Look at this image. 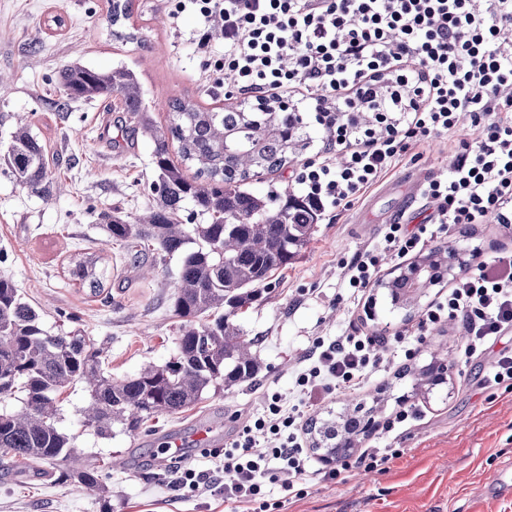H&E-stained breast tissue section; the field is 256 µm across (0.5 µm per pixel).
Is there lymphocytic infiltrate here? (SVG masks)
<instances>
[{
	"label": "lymphocytic infiltrate",
	"instance_id": "f902f5d3",
	"mask_svg": "<svg viewBox=\"0 0 512 512\" xmlns=\"http://www.w3.org/2000/svg\"><path fill=\"white\" fill-rule=\"evenodd\" d=\"M196 16L195 44L222 84L298 111L314 94V120L344 159L305 161L295 185L324 212L359 201L407 153L455 133L461 114L479 135L455 143L449 175L428 180V223L387 225L378 248L343 261L344 281L361 299L377 275L378 255L401 260L435 233L475 224H512V0H170L169 15ZM224 50L215 53L212 30ZM466 331L464 360L512 334V250L475 254L468 272L432 302L416 325L417 340L447 321ZM401 337L350 333L317 338L294 376L291 397L274 393L265 411L224 448L220 474L176 464L179 489L219 492L243 506L264 502L266 488L288 491L317 476L344 480L351 463L312 472L302 438L304 409L322 394L358 390L388 361Z\"/></svg>",
	"mask_w": 512,
	"mask_h": 512
}]
</instances>
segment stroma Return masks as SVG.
<instances>
[{"label": "stroma", "instance_id": "35a3bbf8", "mask_svg": "<svg viewBox=\"0 0 512 512\" xmlns=\"http://www.w3.org/2000/svg\"><path fill=\"white\" fill-rule=\"evenodd\" d=\"M129 19L110 22V0H0V145L17 123H30L45 148L46 162L62 184L43 198L21 189L0 172V276L10 278L46 330L77 331L108 350L105 368L116 378L137 375L177 354L180 322L170 311L179 258L137 259L120 243L105 245L96 215L115 209L135 218L155 204L145 184L153 175L152 141L145 135L119 138L129 119L119 96L63 103L59 73L73 64L109 70L133 69L155 125L170 120L169 103L180 98L213 111L224 104L250 107L252 97L217 87L202 65L193 34L197 21L166 19L168 0H132ZM453 139L436 138L405 158L366 196L339 216H323L310 242L288 268L275 272L269 291L235 322L254 341L257 376L232 387H212L193 408L161 414L137 433L114 424L109 437L97 435L81 415L90 395L81 383L58 394L60 427L73 439L84 462L98 467L101 483L92 490L44 474L37 465L0 461V512H235L223 496L180 495L163 463L168 443L181 447L182 465L214 471L219 462L196 443L201 430L220 441L233 438L248 417L263 411L265 394H287L302 356L320 336L358 329L378 336L409 335L424 310L466 271L473 250H512V228L478 224L467 235L451 231L440 244L461 256L443 282L429 288L410 311L394 309L382 281L406 268L383 257L380 285L368 288L364 304L340 301L346 285L340 262L375 244L389 217L425 223L432 204L417 190L428 179L448 175ZM103 254L107 278L101 295L68 274L75 253ZM447 336L432 332L413 358L397 354L362 389L338 392L306 408L309 418H327L357 402L383 395L361 449H397L401 455L383 469L352 467L344 481H308L302 497L271 486L267 499L276 512H512V388L489 389L484 376L498 352L512 349V334L468 363L457 356L466 335L447 323ZM447 340L453 362L445 384L412 388L401 369L430 360ZM414 406L408 424L385 432V419L401 406Z\"/></svg>", "mask_w": 512, "mask_h": 512}]
</instances>
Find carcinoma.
Returning a JSON list of instances; mask_svg holds the SVG:
<instances>
[{
    "instance_id": "cac0c4a2",
    "label": "carcinoma",
    "mask_w": 512,
    "mask_h": 512,
    "mask_svg": "<svg viewBox=\"0 0 512 512\" xmlns=\"http://www.w3.org/2000/svg\"><path fill=\"white\" fill-rule=\"evenodd\" d=\"M60 85L68 100L119 95L124 111L137 118L154 145L148 189L156 205L134 222L118 210H102L98 219L107 233L104 244L124 242L164 257L181 256L171 296L174 315L186 321L178 353L162 366L149 365L121 380L106 374L104 348L88 336L48 332L15 284L0 279V400L24 393L22 409L0 413V457L49 467L67 461L73 467L59 479L94 489L99 470L76 466L77 449L58 426L56 394L73 383L87 385L85 420L98 435L108 437L116 422L135 433L158 414L191 407L213 385L228 388L253 379L260 369L252 351L255 341L243 338L234 317L261 298L273 273L295 260L321 214L288 187L280 191L272 185L264 194L248 188L310 145L308 121L299 112H277L264 105L258 112L237 106L213 112L177 99L169 125L159 128L143 105L135 72L124 65L110 71L71 66L61 72ZM173 142L182 162L196 167L194 176L171 159ZM0 165L28 192L52 194L56 180L29 125L11 133ZM190 244L196 248H188ZM96 263L81 258L71 269L94 295L105 278L96 272ZM414 268L421 270L418 285L403 274L385 283L392 301L403 308L416 306L424 289L443 280L445 250H431ZM446 360L447 355L434 352L429 363L403 375L421 387L426 373L440 378L448 371ZM371 426L361 407H347L318 426L313 448L342 456Z\"/></svg>"
}]
</instances>
